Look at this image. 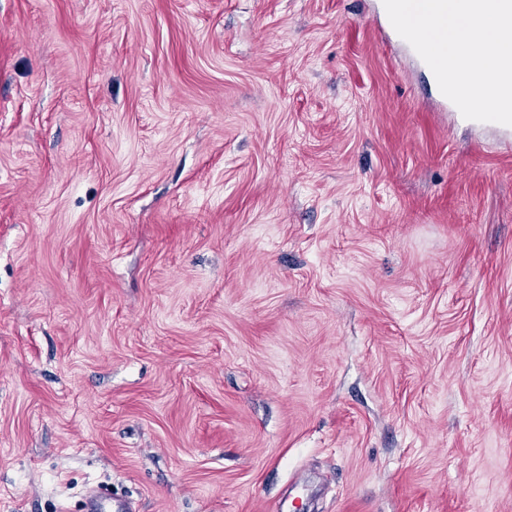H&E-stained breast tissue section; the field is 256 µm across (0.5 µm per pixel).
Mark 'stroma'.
Returning <instances> with one entry per match:
<instances>
[{"label":"stroma","instance_id":"35a3bbf8","mask_svg":"<svg viewBox=\"0 0 512 512\" xmlns=\"http://www.w3.org/2000/svg\"><path fill=\"white\" fill-rule=\"evenodd\" d=\"M379 0H0V512H512V135ZM382 14H383L382 17L381 16L377 17V22L379 23V26H380L381 30L384 32V34L389 39H391V40L395 41L396 43L400 44L401 46H403L408 51V53L416 60V62L420 66L430 70V68L420 58V56L415 52V50L411 47V45L407 41H405L401 36H399V34L395 31L394 27L392 26V24H391V22H390V20L388 18V15H387L386 10L384 8L383 2H382ZM431 73H432V71H431ZM432 76H433L434 81H435V83L437 85V82H436V79H435L433 73H432ZM437 88H438V85H437ZM437 98H438V102H439L441 108L444 111H446V112H450V114L453 116V118L457 122H467V123H471V124H484V123H486V124L498 127L501 130H503L504 132L512 131V126H505V125H501V124H497V123H489V122H478V121H473V120L465 119L461 115V113L458 110V108L448 98H446L440 92L439 88H438Z\"/></svg>","mask_w":512,"mask_h":512}]
</instances>
